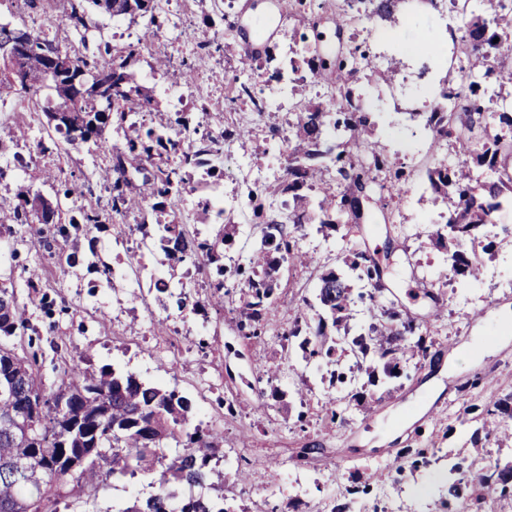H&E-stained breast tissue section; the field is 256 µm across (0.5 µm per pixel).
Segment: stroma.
<instances>
[{
    "label": "stroma",
    "mask_w": 512,
    "mask_h": 512,
    "mask_svg": "<svg viewBox=\"0 0 512 512\" xmlns=\"http://www.w3.org/2000/svg\"><path fill=\"white\" fill-rule=\"evenodd\" d=\"M182 0H165L169 20L164 33L167 43L141 47L134 79L153 94L155 101L144 117L189 110L193 102L204 103L208 125L221 130L228 113H244L246 105L228 102V74L250 47L249 33L260 21L280 16L276 0H197L190 15H183ZM233 10L239 17L228 28L222 15ZM274 42H288L294 32L334 37L331 15L280 16ZM56 12L47 0H0V21L23 23L34 28L52 27L57 40L75 50L95 52L109 46L112 56L123 55L138 44L143 25L112 20L92 13L86 35L56 25ZM390 38L376 49L379 69L398 70L396 98L378 94L375 81L361 79L364 103L372 104L379 117L374 132L378 147L409 173V193L389 201L397 221L380 223L366 235L364 250L387 266L392 291L412 315L434 321L436 353L413 358L403 364L396 380L378 382L372 392L376 406L366 413L354 405L338 403L340 419L330 424L322 406L325 368L307 376L284 373L271 379L264 373L267 362L279 357L282 334L292 321L301 297L313 296L318 272L296 268L283 272L277 313L258 342L244 340L238 330L239 296L230 294L223 308L212 307L204 276L193 264L169 267L160 247L146 253L150 269L175 275L188 289L199 312L179 310L174 299L153 292L138 296L131 286L118 282L108 286L86 267L56 275V300L67 310L45 318L38 307L28 309L33 324L45 329L38 343V368L46 384L58 381L62 362L94 367L109 365L130 371L142 379L178 385L189 394L205 388L204 412L223 416L215 431L221 453L211 462L214 470L208 495L223 491L233 512H252L267 505L278 512H323L325 506L346 512H446L441 505L444 489L439 476L445 461L431 460L420 471L404 472L401 452L423 445L432 448L460 447L467 460L508 462L512 446L488 444L481 449L464 447L463 428L458 420L464 406L483 404L489 396L512 392V242H500L494 258L484 259V275L470 288L448 266V251L432 242L429 235L439 208L431 202L427 171L435 163L453 162L451 146L430 154L427 131L407 121L406 103L424 107V89L440 96V77L446 70L449 39L444 21L433 7L390 28ZM422 42L437 50L419 58L411 45ZM169 69L194 64L193 99H181V86L171 84L158 61ZM40 106L15 102L0 109V134L23 125L26 139L45 133ZM288 119L274 111L254 125L249 137L239 140L224 158V197L228 202H245L253 183L267 179L282 182L288 166ZM110 155L91 146H63L61 151L35 156L26 174L0 183V198L14 199L28 187L50 196L54 187L42 181L44 172L82 186L73 196L75 205H106L107 193L100 177L110 168ZM395 250H387V240ZM234 396L236 417H224L222 401ZM269 464L262 476L251 482L238 480L240 470L257 461ZM152 488L147 478L136 477L105 483L89 500H68L58 512H112L114 505L148 497Z\"/></svg>",
    "instance_id": "1"
}]
</instances>
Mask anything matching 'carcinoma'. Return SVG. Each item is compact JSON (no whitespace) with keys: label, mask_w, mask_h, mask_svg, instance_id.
I'll list each match as a JSON object with an SVG mask.
<instances>
[{"label":"carcinoma","mask_w":512,"mask_h":512,"mask_svg":"<svg viewBox=\"0 0 512 512\" xmlns=\"http://www.w3.org/2000/svg\"><path fill=\"white\" fill-rule=\"evenodd\" d=\"M406 0H288V8L327 9L334 12L336 52L314 49L312 61L318 71L328 72L327 80L336 89L338 109L344 118L321 104L298 101L291 113L292 137L287 170L288 183L261 185L249 192L248 206L253 221L263 228L259 246L242 262L229 269L224 265V245L235 228L223 224L216 235L209 234L212 206H201L200 224L189 232L177 220L172 203L187 191L195 190L192 175L203 171L206 185L218 188L224 171L214 157L219 143L204 127L200 113L173 112L164 121L146 124L139 115L152 105V97L135 84L128 73L137 47L120 59L104 58L62 45L50 30H30L23 25L0 23V47L8 43L26 46L28 82L17 85L0 75V104L12 99L38 102L47 89L53 91L51 112L43 106L47 129L61 135L71 145L91 144L102 150L110 143V130L123 131L120 144L110 147L112 167L103 181L109 192L107 207L79 206L62 211L60 202L24 189L16 201H0V236L25 226L30 244L48 252L61 270L87 264L99 278L112 281V268L98 266L80 254L81 241L95 230L107 228L130 213L140 215V227L156 238L169 260L203 262L208 268L207 287L216 295L214 306L223 307L229 287L240 292V331L247 339L264 335L280 288L283 264L290 267L318 266L313 255L303 250L299 229L319 220L320 228L334 230L343 225L357 234L362 219L372 213H356L360 199L392 196L408 192L404 172L395 169L389 156L373 140L376 122L356 103L353 89L356 73L367 70L378 75L381 84L394 83L393 71H379L374 56L360 45L344 47L354 17L372 14L394 23ZM93 6L116 20L148 18L144 36L157 37L164 26L158 15V0H70V9L59 19L78 33L86 30V11ZM512 35V10L504 0H476L466 21L464 36L455 49L470 63V75L463 80L447 73L444 97L454 99L449 112H409L431 133L432 145L441 148L447 141L455 149L457 162L428 171L434 199L448 203V212L439 213L443 228L431 233L438 243L448 241V260L455 274L469 283L482 274V252L493 254L494 240L484 241V229L494 225L497 214L512 207V108L500 91H490L485 78L497 73L501 83H512V62L493 52L489 33ZM58 60L60 78L45 82L47 62ZM277 60L272 49L265 52V65L246 54L241 68L252 70L261 79ZM255 83L233 86L235 100L248 102L252 111H266L257 98ZM29 162L15 152L12 161L0 166V183L27 169ZM308 189L303 194L301 190ZM291 193L282 201L277 215H269L264 200L268 196ZM26 297L14 282H0V512H48L51 500L68 488V496L90 498L98 492L100 478L114 481L138 474L150 478L155 493L145 500L134 498L117 512H231L224 498L212 499L201 493L208 485L210 457L217 441L210 430L190 428L195 418L191 398L177 388L157 386L128 371L107 365L98 369L62 362L59 385L46 386L36 370L37 353L32 349L42 336L27 317L34 305L52 318L56 300L47 274L33 272L25 279ZM386 286L375 259L351 245L345 248L343 265L325 268L318 276L315 302L303 299V306L284 340H299L300 359L283 360L268 368L275 376L282 368L294 372L311 365L325 366L328 391L325 404L329 421L335 422L337 397L371 410L373 400L367 387L379 378L401 376L400 360L406 356L425 357L435 341L429 322L412 316L385 295ZM464 409L461 423H474L466 443L477 448L499 431L488 418L512 420V392L490 400L485 417ZM26 416L28 429L13 417ZM173 441L182 450L172 457L164 444ZM107 467L101 474V467ZM462 463L448 461V502L460 504L459 512H483L487 496L499 491L502 499L512 498V461L491 466L472 462L465 476L456 477ZM184 490L174 503L171 486Z\"/></svg>","instance_id":"1"}]
</instances>
